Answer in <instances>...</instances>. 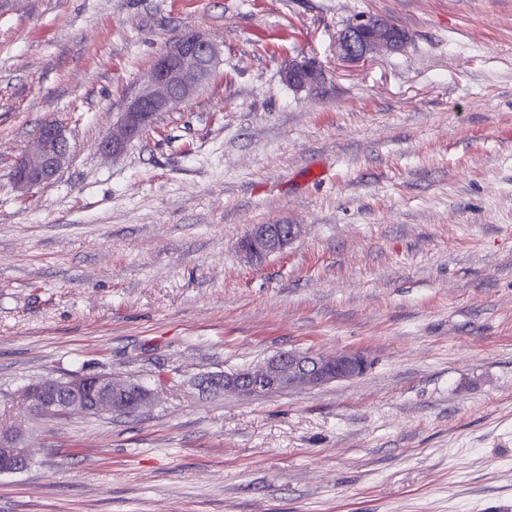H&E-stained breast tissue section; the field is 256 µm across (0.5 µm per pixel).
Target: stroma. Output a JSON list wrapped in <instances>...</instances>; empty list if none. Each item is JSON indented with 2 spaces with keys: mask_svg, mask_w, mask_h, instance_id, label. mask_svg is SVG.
<instances>
[{
  "mask_svg": "<svg viewBox=\"0 0 512 512\" xmlns=\"http://www.w3.org/2000/svg\"><path fill=\"white\" fill-rule=\"evenodd\" d=\"M361 14L410 35L347 63ZM206 90L99 141L174 34ZM324 80L296 91L289 62ZM73 145L23 191L45 121ZM257 224H295L248 260ZM364 353L260 397L203 381ZM109 373L150 407L64 418L25 386ZM31 461L0 512H512V0H0V428Z\"/></svg>",
  "mask_w": 512,
  "mask_h": 512,
  "instance_id": "stroma-1",
  "label": "stroma"
}]
</instances>
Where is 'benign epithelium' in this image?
I'll return each mask as SVG.
<instances>
[{
    "instance_id": "obj_1",
    "label": "benign epithelium",
    "mask_w": 512,
    "mask_h": 512,
    "mask_svg": "<svg viewBox=\"0 0 512 512\" xmlns=\"http://www.w3.org/2000/svg\"><path fill=\"white\" fill-rule=\"evenodd\" d=\"M408 42V32L382 17L363 14L338 33L336 52L343 60L356 63L370 56L399 52ZM220 63V48L202 31L173 36L156 58L147 82L128 102L112 135L102 141L100 149L105 153L121 152L151 126L154 116L170 112L198 96ZM286 73L288 81L299 91L316 86L324 78L323 70L306 58L291 61ZM70 153L71 143L64 127L52 120L45 121L35 134V148L16 161L17 187L28 190L49 183ZM297 233L293 224H256L241 248L248 256L261 258L283 250ZM366 367V358L355 351L334 356L288 351L273 356L256 371L226 373L222 384L226 391L256 397L299 385L318 387L351 379L362 374ZM21 400L29 412L56 418L74 413L132 414L151 404L153 392L145 386L136 389L134 383L110 374H72L27 386L21 392ZM29 461L30 451L23 432L1 430L0 473L17 472Z\"/></svg>"
}]
</instances>
